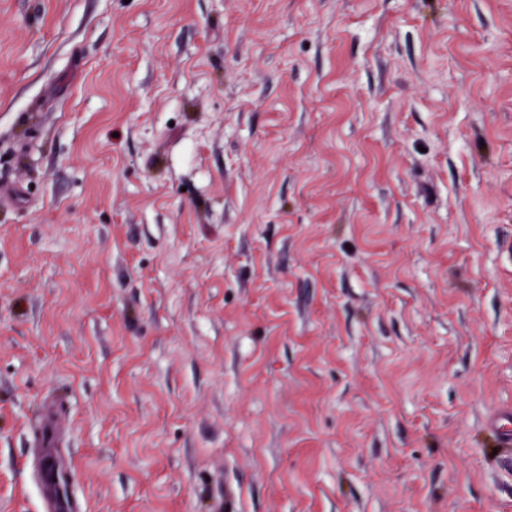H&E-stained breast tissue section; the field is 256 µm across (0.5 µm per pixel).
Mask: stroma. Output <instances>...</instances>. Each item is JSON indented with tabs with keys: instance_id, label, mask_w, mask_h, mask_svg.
<instances>
[{
	"instance_id": "obj_1",
	"label": "stroma",
	"mask_w": 512,
	"mask_h": 512,
	"mask_svg": "<svg viewBox=\"0 0 512 512\" xmlns=\"http://www.w3.org/2000/svg\"><path fill=\"white\" fill-rule=\"evenodd\" d=\"M512 0H0V512H512Z\"/></svg>"
}]
</instances>
